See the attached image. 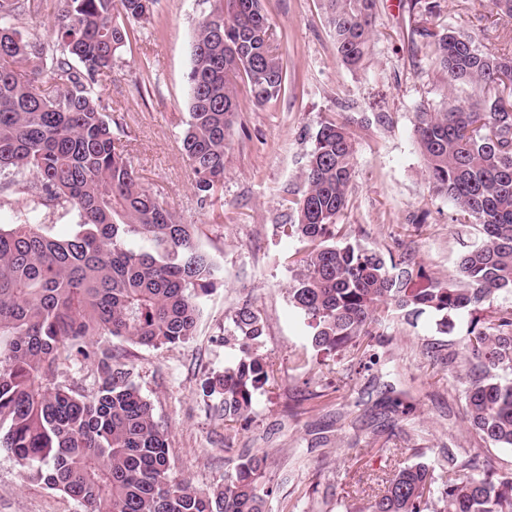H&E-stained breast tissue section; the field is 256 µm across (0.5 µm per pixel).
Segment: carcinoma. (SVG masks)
Wrapping results in <instances>:
<instances>
[{"mask_svg": "<svg viewBox=\"0 0 512 512\" xmlns=\"http://www.w3.org/2000/svg\"><path fill=\"white\" fill-rule=\"evenodd\" d=\"M340 61L360 67L370 48L377 0H324ZM155 0H63L57 48L14 26L20 0H0V176L35 174L22 184L33 206L0 224V445L16 464L87 512H266L267 456L244 455L224 484L204 491L172 472L164 431L133 380L134 367L105 336L162 347L193 336L200 299L217 265L183 224L149 193L112 135V116L95 91ZM449 85L470 86L442 112H419L413 133L430 184L455 205L453 221L477 231L442 282L411 259L350 241L337 219L348 206L355 143L346 125L325 122L315 136L305 189L291 201L288 236L306 244L288 301L317 351L341 352L358 374L375 362L373 326L381 305L407 321L469 322L471 364L465 417L494 448H512V57L480 50L449 28L416 30ZM262 0H213L198 23L188 77L189 121L181 148L203 199L224 188L226 136L240 103L238 83L263 106L286 73L271 46ZM50 71L64 92L36 84ZM67 203L75 230L58 238L39 207ZM224 345L241 357L206 383L222 397L224 422H247L273 364L260 353L264 322L245 304ZM63 360L95 368L88 394L52 382ZM403 419L410 405L384 398ZM368 512H512V473L492 475L478 455L452 451L437 462L394 471Z\"/></svg>", "mask_w": 512, "mask_h": 512, "instance_id": "cac0c4a2", "label": "carcinoma"}]
</instances>
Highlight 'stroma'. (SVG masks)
<instances>
[{
	"label": "stroma",
	"instance_id": "1",
	"mask_svg": "<svg viewBox=\"0 0 512 512\" xmlns=\"http://www.w3.org/2000/svg\"><path fill=\"white\" fill-rule=\"evenodd\" d=\"M432 17L410 0H377L368 58L342 65L322 0H263L274 44L286 70L277 99L254 105L239 86L241 112L227 135L224 189L205 201L181 150L189 118L188 75L194 30L211 0H157L147 21L119 53L97 93L116 122L115 138L160 202L197 227L198 243L216 262L215 286L186 342L160 348L130 346L134 381L164 429L173 471L199 489L223 484L239 456L268 457L265 481L274 493L269 512H366L372 495L401 464L437 461L442 448H480L458 398L469 372L462 348L468 323L439 333L435 318L406 322L385 316L377 332L372 371L350 376L346 359L311 348L288 305L294 274L289 261L302 249L285 236L289 202L304 186L303 171L322 123H346L355 139L349 202L340 218L353 239L410 255L432 276L452 282L473 229L452 220L455 207L436 194L413 137L418 112L443 111L449 87L425 52H414L417 27L440 25L490 53L512 46V18L491 14L487 0H440ZM424 216L413 230L415 216ZM251 304L264 319L261 346L275 370L257 394L247 425H225L221 402L205 382L238 360L225 346L238 307ZM454 351L451 365L433 363L426 345ZM308 367H298L296 355ZM391 385L413 407L406 419L377 416L372 377ZM0 512H83L61 491L23 471L0 447Z\"/></svg>",
	"mask_w": 512,
	"mask_h": 512
}]
</instances>
